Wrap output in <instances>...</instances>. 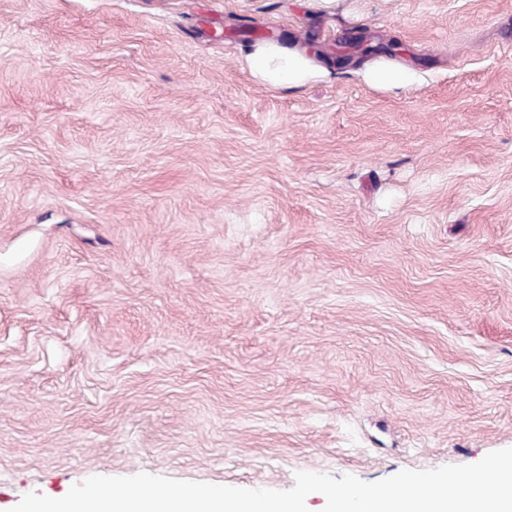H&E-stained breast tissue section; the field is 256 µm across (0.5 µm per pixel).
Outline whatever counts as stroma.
Instances as JSON below:
<instances>
[{"label": "stroma", "instance_id": "obj_1", "mask_svg": "<svg viewBox=\"0 0 512 512\" xmlns=\"http://www.w3.org/2000/svg\"><path fill=\"white\" fill-rule=\"evenodd\" d=\"M510 447L512 0H0V512ZM253 73L272 87L284 83L303 85L316 75L311 60L299 52L282 50L269 42L258 44L249 53ZM367 79L373 83L400 85L410 80L411 76L390 66H374L366 73Z\"/></svg>", "mask_w": 512, "mask_h": 512}]
</instances>
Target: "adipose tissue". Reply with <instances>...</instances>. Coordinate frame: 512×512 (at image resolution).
<instances>
[{
    "instance_id": "obj_1",
    "label": "adipose tissue",
    "mask_w": 512,
    "mask_h": 512,
    "mask_svg": "<svg viewBox=\"0 0 512 512\" xmlns=\"http://www.w3.org/2000/svg\"><path fill=\"white\" fill-rule=\"evenodd\" d=\"M253 73L272 87L302 85L315 75L311 60L298 52L284 51L269 42L256 45L249 54Z\"/></svg>"
}]
</instances>
